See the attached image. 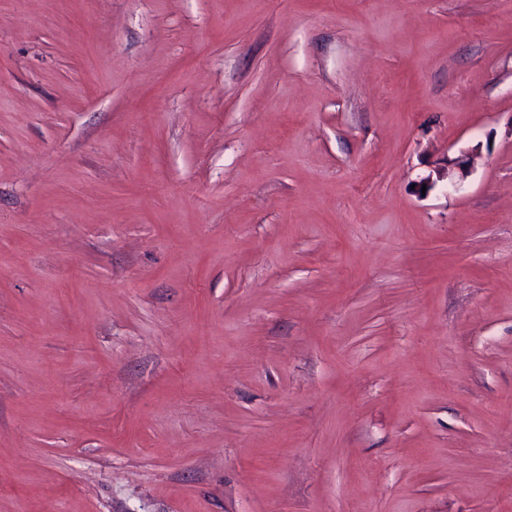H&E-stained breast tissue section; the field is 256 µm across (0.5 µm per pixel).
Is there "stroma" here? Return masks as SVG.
<instances>
[{"label": "stroma", "instance_id": "35a3bbf8", "mask_svg": "<svg viewBox=\"0 0 512 512\" xmlns=\"http://www.w3.org/2000/svg\"><path fill=\"white\" fill-rule=\"evenodd\" d=\"M0 512H512V0H0Z\"/></svg>", "mask_w": 512, "mask_h": 512}]
</instances>
